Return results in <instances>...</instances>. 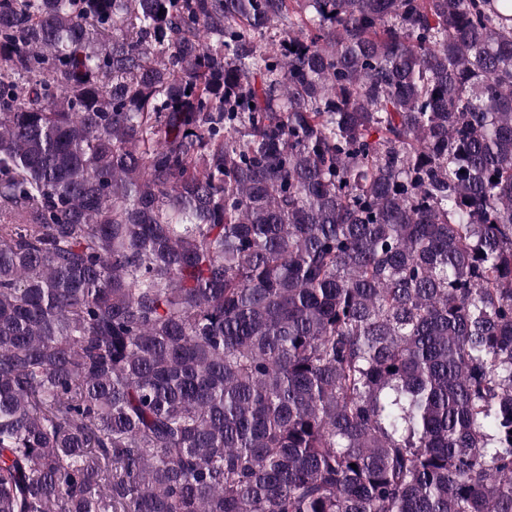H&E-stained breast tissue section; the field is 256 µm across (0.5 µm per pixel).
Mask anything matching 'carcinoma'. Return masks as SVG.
Listing matches in <instances>:
<instances>
[{"mask_svg": "<svg viewBox=\"0 0 512 512\" xmlns=\"http://www.w3.org/2000/svg\"><path fill=\"white\" fill-rule=\"evenodd\" d=\"M0 512H512V0H0Z\"/></svg>", "mask_w": 512, "mask_h": 512, "instance_id": "carcinoma-1", "label": "carcinoma"}]
</instances>
